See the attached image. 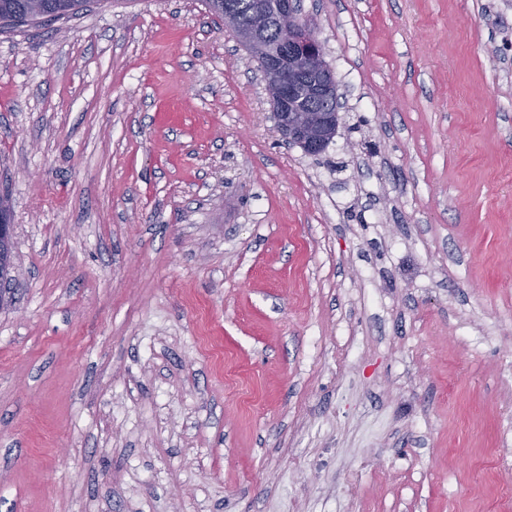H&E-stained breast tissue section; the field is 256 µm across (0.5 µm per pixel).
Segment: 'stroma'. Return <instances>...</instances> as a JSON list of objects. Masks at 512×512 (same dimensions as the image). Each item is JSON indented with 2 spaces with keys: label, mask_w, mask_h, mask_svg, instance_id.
<instances>
[{
  "label": "stroma",
  "mask_w": 512,
  "mask_h": 512,
  "mask_svg": "<svg viewBox=\"0 0 512 512\" xmlns=\"http://www.w3.org/2000/svg\"><path fill=\"white\" fill-rule=\"evenodd\" d=\"M301 9L316 157L205 0L0 29V512L512 490V0Z\"/></svg>",
  "instance_id": "1"
}]
</instances>
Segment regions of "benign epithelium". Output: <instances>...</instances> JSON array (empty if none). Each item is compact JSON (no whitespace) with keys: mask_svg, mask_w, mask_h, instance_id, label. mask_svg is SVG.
<instances>
[{"mask_svg":"<svg viewBox=\"0 0 512 512\" xmlns=\"http://www.w3.org/2000/svg\"><path fill=\"white\" fill-rule=\"evenodd\" d=\"M276 23L284 39L277 46L262 45V27L236 32V39L247 50L263 47L265 63L261 72L267 82L276 128L288 142L300 146L312 156L323 151L339 126V111L329 109L309 119L297 112L288 113V101L294 85L288 81V70L300 67L315 72L317 94L337 99V79L325 60L322 43L311 26L301 17L297 0H281Z\"/></svg>","mask_w":512,"mask_h":512,"instance_id":"1","label":"benign epithelium"}]
</instances>
